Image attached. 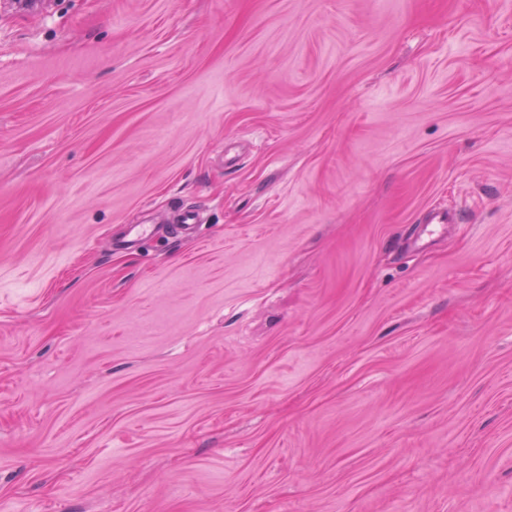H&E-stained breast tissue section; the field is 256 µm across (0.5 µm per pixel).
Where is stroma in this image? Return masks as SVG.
Here are the masks:
<instances>
[{"label":"stroma","mask_w":512,"mask_h":512,"mask_svg":"<svg viewBox=\"0 0 512 512\" xmlns=\"http://www.w3.org/2000/svg\"><path fill=\"white\" fill-rule=\"evenodd\" d=\"M9 2L0 512H512V0Z\"/></svg>","instance_id":"stroma-1"}]
</instances>
